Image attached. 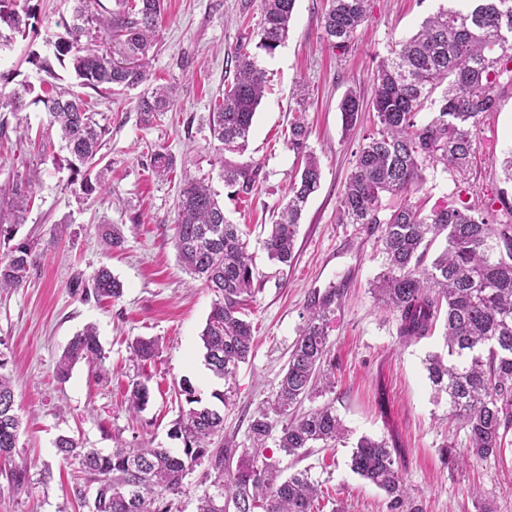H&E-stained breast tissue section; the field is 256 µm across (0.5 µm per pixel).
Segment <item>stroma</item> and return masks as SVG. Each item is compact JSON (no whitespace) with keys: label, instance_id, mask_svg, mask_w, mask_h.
Wrapping results in <instances>:
<instances>
[{"label":"stroma","instance_id":"stroma-1","mask_svg":"<svg viewBox=\"0 0 512 512\" xmlns=\"http://www.w3.org/2000/svg\"><path fill=\"white\" fill-rule=\"evenodd\" d=\"M447 2L370 0L367 22L349 51L339 55L323 38L327 0H296L284 43L273 55L258 56L266 92L248 146L226 156L258 169L246 197L232 196L219 176L209 148L208 114L234 78L236 49L248 35L247 24L259 22L261 0H163L151 70L158 83L174 86L175 103L152 126L139 123L138 90L106 100L80 89L82 96L97 99L98 111L108 117L101 153L112 172L102 193L88 198L75 193L60 141L42 152L33 148L46 126L43 103L8 116L0 137V188L32 182V203L17 237L35 242L37 264L24 287L0 292V354L13 377L22 421L12 458H0V512H92L91 502L73 494L77 473L58 454L56 439L67 435L82 447L99 449L181 447L171 430L182 407L178 385L185 380L206 404L214 391L228 393L224 434L237 448L251 447L249 417L275 396L308 293L333 285L344 290L329 331L328 370L336 383L322 399L334 403L349 435L303 461L330 494L323 512H332L338 502L347 512H387L383 493L349 467L363 435L395 443L410 500L420 512H481L485 502L493 512H512L511 452L459 466L449 464L444 453L449 444L465 448L467 438L449 421L448 399L436 396L424 369L426 356L443 349L441 331L400 341L395 314L377 303L370 288L385 267L380 237L365 225L340 221L342 191L373 115L363 112L355 127L344 129L339 103L349 93L370 99L381 58ZM40 8L38 36L18 37L0 48V74L16 88H36L48 79L29 56L52 57L63 0H40ZM299 82L309 95V145L320 159L322 180L302 212L294 262L281 270L269 262L262 241L299 165L286 143ZM496 95V112L477 131L466 185L472 200L492 204L496 221L503 223V203L512 199V183L504 182L500 168L512 151V89ZM158 149L176 160L164 180L150 167ZM190 179L209 181L225 217L247 231L261 281L249 305L253 353L225 381L208 372L201 340L215 295L185 272L174 245L176 204ZM411 200L427 209L456 204L453 174L440 164L427 168ZM102 224L121 225V250L101 245ZM103 266L123 284L119 299L99 301L72 291L71 282L89 281ZM89 324L96 326L105 354L103 372L80 363L69 378L58 380L62 352ZM139 337L160 341L158 354L144 363L131 358L130 344ZM137 380L147 383L150 399L134 416L126 400ZM25 458L35 465L28 483L17 489L7 474Z\"/></svg>","mask_w":512,"mask_h":512}]
</instances>
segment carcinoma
<instances>
[{
  "instance_id": "obj_1",
  "label": "carcinoma",
  "mask_w": 512,
  "mask_h": 512,
  "mask_svg": "<svg viewBox=\"0 0 512 512\" xmlns=\"http://www.w3.org/2000/svg\"><path fill=\"white\" fill-rule=\"evenodd\" d=\"M296 0H261L259 41L256 48L273 55L284 42ZM323 28L330 47L349 50L355 34L368 18V0H328ZM70 14L60 13L55 25L54 57L69 63L79 84L115 95L135 89L150 79L148 52L161 21L162 0H115L107 8L100 0H65ZM38 5L18 7V0H0V39L37 33ZM266 74L257 54L241 44L236 73L225 85L221 102L209 113L211 149L220 177L233 194L252 193L257 168L224 160V153L247 148L254 117L265 92ZM512 88V0H469L460 10H441L426 18L409 39L394 46L381 60L368 102L346 94L339 109L350 127L363 110L375 113L372 129L354 154L353 169L340 199L347 224H378L386 266L373 281V293L397 315V333L406 343L431 334L444 319L447 354H432L425 363L437 394L448 396V418L464 430L468 444L455 459L466 464L502 458L512 431V222L493 223L473 202L434 208L426 213L409 202L425 180L427 167L441 163L464 176L476 149V131L496 111L497 88ZM30 85L9 91L0 88V112L16 113L26 106ZM297 108L288 129V149L304 159L290 183L288 201L263 241L269 260L288 267L294 260L299 219L309 197L320 187L319 159L308 150L304 86L296 93ZM39 100L57 127L69 153L71 184L86 196L103 188L107 166L100 155L108 131L104 113L92 110L82 97L57 89L43 91ZM174 105V88L157 85L137 102L139 123L148 127ZM429 110L433 117L417 121ZM166 151L151 155L150 166L159 178L174 168ZM31 181L12 184L8 203L0 204V244L10 245L0 258V291L24 286L34 267L33 243L14 240L24 222ZM401 199L397 206L383 203L384 194ZM174 240L180 263L217 300L201 333L205 361L213 374L227 380L253 351L251 323L243 304L255 294L256 269L242 240L243 231L224 216V205L211 187L189 179L180 192L174 220ZM446 246L427 267L426 252L436 238ZM106 247L123 246L116 224L101 227ZM73 290L85 296L117 299L123 284L106 268L91 281L76 280ZM332 286L313 290L306 299L303 324L278 383L276 397L250 417L254 448L237 452L224 437V414L202 403L188 380L178 395L188 409L181 411L171 436L182 440L174 453L167 448H82L74 438L60 436L55 446L64 461L78 466L86 482L75 487L84 499L94 490L93 512H171L170 498L185 491V479L209 463V484L198 498L197 512H322L319 482L309 468L281 478L279 462L264 454L267 441L288 457L300 461L314 448L332 447L345 428L336 408L325 403L298 413L306 400L333 383L323 379L329 353V322L341 300ZM155 339L138 338L133 356L153 358ZM102 347L95 327L77 333L57 362L65 377L79 362L101 367ZM7 361L0 356V457L16 448L20 421ZM150 398L144 381L133 383L129 409H144ZM395 446L384 438L362 436L350 458L351 470L383 491L388 512H418L394 457ZM24 462L9 472L20 489L29 479Z\"/></svg>"
}]
</instances>
